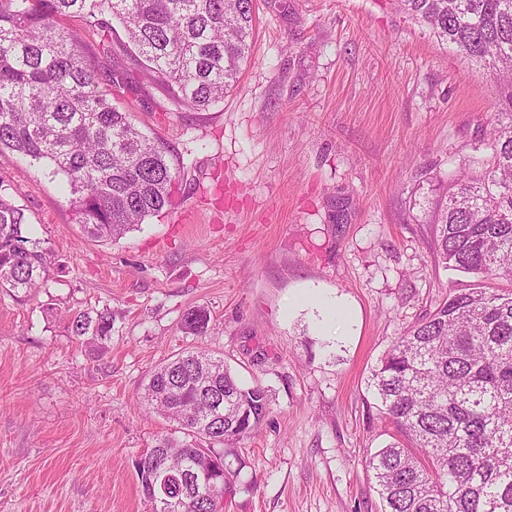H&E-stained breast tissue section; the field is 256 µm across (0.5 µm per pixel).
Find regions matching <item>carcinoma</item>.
Masks as SVG:
<instances>
[{"instance_id": "1", "label": "carcinoma", "mask_w": 512, "mask_h": 512, "mask_svg": "<svg viewBox=\"0 0 512 512\" xmlns=\"http://www.w3.org/2000/svg\"><path fill=\"white\" fill-rule=\"evenodd\" d=\"M437 41L482 66L497 107L484 171L464 170L438 195L434 254L473 276L405 328L371 371L377 418L393 426L367 451L383 512H512V0H394ZM80 15L101 33L125 26L147 78L174 103L202 110L224 102L250 55L253 0H0V153L60 178L87 235L117 242L171 205L181 168L146 137L98 81V57L56 19ZM25 208L0 192V288L43 284L46 253L28 235ZM209 314L187 311L201 336ZM73 338L100 351L112 311L78 312ZM142 403L190 440L168 436L136 471L149 512H224L236 470L226 448L252 435L269 406L260 384H242L207 350L155 367Z\"/></svg>"}]
</instances>
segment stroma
I'll return each instance as SVG.
<instances>
[{
    "label": "stroma",
    "instance_id": "obj_1",
    "mask_svg": "<svg viewBox=\"0 0 512 512\" xmlns=\"http://www.w3.org/2000/svg\"><path fill=\"white\" fill-rule=\"evenodd\" d=\"M252 56L222 105L175 107L124 27H62L111 53L114 102L184 178L160 216L87 237L59 181L0 154V186L46 249L45 287L0 290V512H146L132 461L176 424L141 402L148 375L204 347L270 394L234 444L224 512H382L367 449L386 442L367 378L404 328L467 288L438 263L430 210L488 153L495 94L477 64L391 0H255ZM314 293L347 315L323 329ZM210 315L186 334L187 310ZM112 312L106 353L72 314Z\"/></svg>",
    "mask_w": 512,
    "mask_h": 512
}]
</instances>
